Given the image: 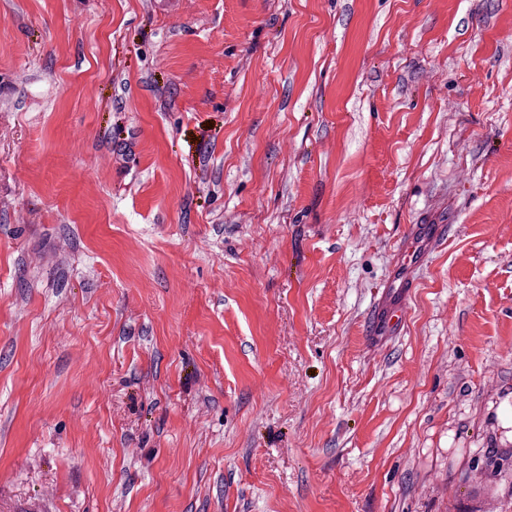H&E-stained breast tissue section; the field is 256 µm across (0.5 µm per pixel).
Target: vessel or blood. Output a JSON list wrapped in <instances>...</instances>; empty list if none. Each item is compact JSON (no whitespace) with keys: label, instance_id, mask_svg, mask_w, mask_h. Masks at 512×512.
I'll return each mask as SVG.
<instances>
[{"label":"vessel or blood","instance_id":"b4317fda","mask_svg":"<svg viewBox=\"0 0 512 512\" xmlns=\"http://www.w3.org/2000/svg\"><path fill=\"white\" fill-rule=\"evenodd\" d=\"M447 235L448 227L444 224L415 227L408 241L400 249L396 269L386 283L382 301L372 316L371 324L376 332H389L403 324L407 313L404 301L416 286L413 270L427 250L434 244L444 241Z\"/></svg>","mask_w":512,"mask_h":512}]
</instances>
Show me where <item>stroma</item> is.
<instances>
[{
  "instance_id": "1",
  "label": "stroma",
  "mask_w": 512,
  "mask_h": 512,
  "mask_svg": "<svg viewBox=\"0 0 512 512\" xmlns=\"http://www.w3.org/2000/svg\"><path fill=\"white\" fill-rule=\"evenodd\" d=\"M0 512H512V0H0ZM400 248L399 260L392 277L384 286L382 301L372 315L371 324L376 332L383 334L402 325L407 313L404 304L412 288L416 287L413 270L420 263L427 250L448 235L444 224H421Z\"/></svg>"
}]
</instances>
